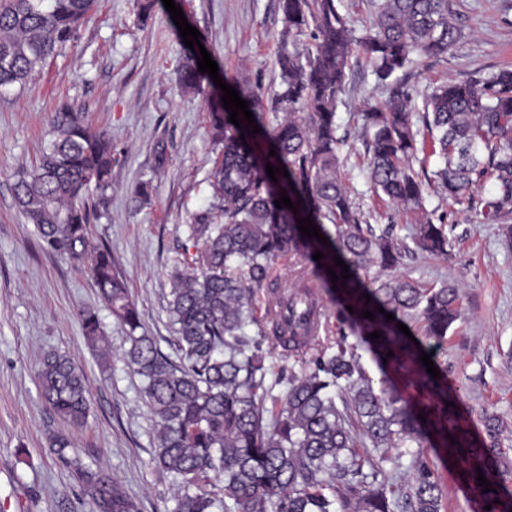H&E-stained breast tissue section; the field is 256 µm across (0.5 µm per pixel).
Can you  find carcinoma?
I'll list each match as a JSON object with an SVG mask.
<instances>
[{
	"mask_svg": "<svg viewBox=\"0 0 512 512\" xmlns=\"http://www.w3.org/2000/svg\"><path fill=\"white\" fill-rule=\"evenodd\" d=\"M370 2L357 37L340 0H279L278 90L267 97L232 79L261 132L247 134L229 122L221 98L207 94L212 138L221 147L211 181L215 204L194 216L170 274L166 313L176 360L143 329L111 249L91 235L87 195L112 187V166L122 158L109 133L64 104L51 116V142L37 166L18 172L16 203L43 247L87 267L125 331V356L143 381L157 435L153 463L179 486L173 512H213L218 502L226 512H441L443 487L421 450L425 443L457 465L458 480L478 512H512V494L503 491L512 470L500 468L499 417L485 414V436L474 437L446 377L432 378L419 360L425 352L437 361L433 351L459 316L457 288L390 275L409 247L360 221L345 184L336 121L358 47L377 85L389 91L382 105L363 113L375 191L398 206H422L426 183L413 161L428 149L438 163L434 181L448 199L468 200L491 179L495 193L484 200V213L505 222L512 214V69L450 78L434 87L424 100L422 138L414 129L407 70L447 55L462 36L461 25L451 0ZM96 5L0 0V92L25 88L76 38ZM306 34L312 43L298 46ZM179 78L183 88L206 94L208 74L198 71L194 57L183 58ZM268 163L285 167L289 177L280 171L272 181ZM283 191L312 215L329 244L301 235L294 211L275 206ZM410 240L428 256L448 255L442 224L425 219L413 225ZM317 251L324 255L318 261ZM287 254L313 268L302 270L300 289L286 296L269 293L268 311L277 308L279 316L269 317V333L261 336L303 365L275 395L276 383L268 382L264 354L248 328L256 291L269 285L272 263ZM337 256L351 277L341 278ZM329 267L338 275L345 305L353 307L349 318L393 381L367 374L345 335L322 341L318 298L329 288L321 275ZM373 268L388 277L369 279ZM366 310L375 319L363 317ZM387 313L394 319L386 320ZM78 318L87 341L107 360L96 312L83 309ZM399 322L413 338L399 330ZM377 330L374 341L369 334ZM38 380L50 411L74 427L86 423L90 400L78 364L51 353L40 364ZM410 442L419 450L409 453L408 466L401 462L404 453L388 455ZM70 446L63 435L52 439L90 512H139L110 475L66 458ZM479 472L491 491L477 485Z\"/></svg>",
	"mask_w": 512,
	"mask_h": 512,
	"instance_id": "cac0c4a2",
	"label": "carcinoma"
}]
</instances>
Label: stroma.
Instances as JSON below:
<instances>
[{
  "label": "stroma",
  "instance_id": "stroma-1",
  "mask_svg": "<svg viewBox=\"0 0 512 512\" xmlns=\"http://www.w3.org/2000/svg\"><path fill=\"white\" fill-rule=\"evenodd\" d=\"M504 0H452L463 28L448 54L430 60L408 81L414 104L448 78L466 80L512 68V10ZM218 71L262 85L279 83L275 57L283 27L278 0H175ZM189 49L163 6L143 25L134 0H100L69 44L24 90L0 95V512H89L69 467L53 453V435L73 443L91 470L111 475L140 512H171L176 482L158 472L156 439L138 376L126 365L125 334L104 306L86 267L43 250L32 224L18 210L14 184L20 168H33L48 143L50 113L64 103L85 112L123 149L106 196L91 195V234L107 243L138 304L143 326L160 349L173 353L165 312L169 274L187 240V226L210 207V186L219 153L213 142L205 95L183 91L177 68ZM363 55L352 60L337 107L345 181L351 199L377 229L391 228L408 241L422 214L443 219L451 257H405L400 274L424 284L453 283L460 318L448 332L437 361L458 397L475 436L482 415L503 421L500 442L512 459V250L489 223L481 201L494 192L486 183L473 200L456 204L428 189L422 210L402 212L375 195L361 137L365 106L384 101ZM164 143L168 164L156 170L154 147ZM146 184L149 203L135 195ZM94 309L110 347L108 364L87 342L77 317ZM67 353L82 366L91 403L84 427L48 410L37 370L50 352ZM442 478L441 512H472L457 470L425 448Z\"/></svg>",
  "mask_w": 512,
  "mask_h": 512
}]
</instances>
